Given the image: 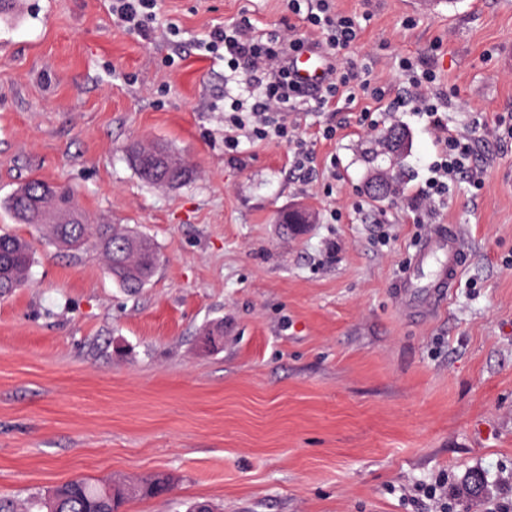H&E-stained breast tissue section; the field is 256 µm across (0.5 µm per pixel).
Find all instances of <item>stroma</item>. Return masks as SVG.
<instances>
[{
	"label": "stroma",
	"mask_w": 512,
	"mask_h": 512,
	"mask_svg": "<svg viewBox=\"0 0 512 512\" xmlns=\"http://www.w3.org/2000/svg\"><path fill=\"white\" fill-rule=\"evenodd\" d=\"M334 3L360 24L343 65L384 88L381 110L373 126L362 95L285 112L294 143L225 123V103L260 89L201 48L225 25L301 28L287 0H157L146 37L110 0H27L22 22L0 21V232L34 247L27 286L0 298V495L165 473L168 495L125 512H512V0ZM402 56L436 71L441 117L474 134L484 177L423 213L408 202L440 145L400 101ZM396 125L399 157L377 145ZM135 142L181 153L193 177L145 184ZM377 172L399 192L373 199ZM33 178L152 238L151 281L128 292L95 247L14 223L3 200ZM296 206L314 220L285 232ZM448 226L466 251L453 293L406 315L411 261ZM443 473L442 511L417 488Z\"/></svg>",
	"instance_id": "obj_1"
}]
</instances>
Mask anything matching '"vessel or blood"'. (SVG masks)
I'll list each match as a JSON object with an SVG mask.
<instances>
[{
  "instance_id": "vessel-or-blood-1",
  "label": "vessel or blood",
  "mask_w": 512,
  "mask_h": 512,
  "mask_svg": "<svg viewBox=\"0 0 512 512\" xmlns=\"http://www.w3.org/2000/svg\"><path fill=\"white\" fill-rule=\"evenodd\" d=\"M297 81L306 86L325 82L327 64L323 55L305 50L292 60ZM464 259V248L455 231L436 233L419 251L410 275L400 291L404 305L420 312L444 300L455 285Z\"/></svg>"
}]
</instances>
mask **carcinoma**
I'll list each match as a JSON object with an SVG mask.
<instances>
[{"label": "carcinoma", "mask_w": 512, "mask_h": 512, "mask_svg": "<svg viewBox=\"0 0 512 512\" xmlns=\"http://www.w3.org/2000/svg\"><path fill=\"white\" fill-rule=\"evenodd\" d=\"M141 179L155 184L157 177L178 186L192 174L185 160L161 144L130 148ZM48 192L49 202L58 209H72L71 223L60 225L54 231L55 244L70 250H79L91 239L101 250L108 272L120 287L137 290L154 276L160 254L147 235L115 224H99L76 208L74 196L65 187L31 179L14 189L4 202L17 224L40 225V214L32 207L30 198ZM33 254L28 242L15 235L0 234V296L8 297L25 287ZM172 482L167 476H152L141 481L138 493L155 497L169 492ZM129 492L117 482H95L87 478L71 479L35 497L18 510L14 502L0 496V512H122Z\"/></svg>", "instance_id": "carcinoma-1"}]
</instances>
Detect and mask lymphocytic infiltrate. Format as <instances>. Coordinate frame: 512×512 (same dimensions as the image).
Instances as JSON below:
<instances>
[{
	"label": "lymphocytic infiltrate",
	"mask_w": 512,
	"mask_h": 512,
	"mask_svg": "<svg viewBox=\"0 0 512 512\" xmlns=\"http://www.w3.org/2000/svg\"><path fill=\"white\" fill-rule=\"evenodd\" d=\"M288 8L293 13L302 14L306 35L273 34L267 41H256L246 36L242 27L217 29L211 32L203 44L206 52L224 50L228 56L230 69H244L245 72L265 84L261 99L247 104L240 100L232 101L230 110L237 126H251L257 139L271 136L286 138L289 135L286 123L275 120L274 112L282 107H296L308 103L323 109L337 98L355 97L363 93L371 100H381L382 95L371 79H363L359 86H351L350 79L338 71H331L330 81L318 88L306 89L295 82L288 71L291 57L304 48H319L331 61L341 60L356 43L358 29L352 17L337 13L331 0H309L301 5L300 0H288ZM402 71L408 75L405 98L415 111L433 119L442 144L439 158L432 167V174L421 194L423 204H431L449 193L457 180H468L474 188H481V170L473 164L476 140L466 134L449 133L447 125L438 119L443 101L432 92L437 75L419 59L402 58L399 62Z\"/></svg>",
	"instance_id": "lymphocytic-infiltrate-1"
}]
</instances>
